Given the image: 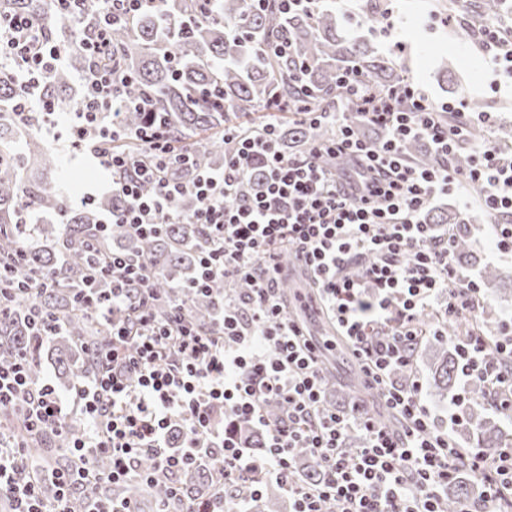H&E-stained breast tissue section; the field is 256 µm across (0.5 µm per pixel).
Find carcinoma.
I'll return each mask as SVG.
<instances>
[{
    "label": "carcinoma",
    "mask_w": 512,
    "mask_h": 512,
    "mask_svg": "<svg viewBox=\"0 0 512 512\" xmlns=\"http://www.w3.org/2000/svg\"><path fill=\"white\" fill-rule=\"evenodd\" d=\"M53 0H0V13H21L43 19L48 36L59 35ZM169 20L187 24L184 35L164 39L157 14L142 12L112 28V68L131 77L130 94L146 100L165 118L175 148L188 152L196 169L213 168L224 162V127L239 124L245 114H253L251 127L259 130L268 120V107L279 112H317L329 106L336 96L344 102L348 118L362 111V104L341 94V72L355 73L366 90L383 98L406 81V68L398 57L385 54L371 41L339 33L336 8L324 2L315 13L285 14L278 0H169L163 5ZM292 44L291 56H279L273 48L279 42ZM69 50L79 67L65 65L45 83V94L59 104L72 98L73 70L83 71L88 57L80 40L70 35ZM16 87L0 83V286L14 288L31 274L47 275L57 285L36 298L51 328L37 333L23 321L21 310L0 318V347L23 346L30 357V374L38 380L44 348L56 355L59 379L75 382L96 370L93 350L105 327L96 320L84 302L91 268L89 246L109 251L112 247L147 262L154 275L160 300L154 311L164 317L170 301L194 279L196 260L204 250V237L194 224H170L151 239L131 237L117 228L106 238L99 236L98 211L112 212L121 201L105 198L95 205L73 208L69 199L52 186L56 168L54 153L36 137L32 122L13 114L11 103ZM336 136L329 123L311 126L295 119L280 130L283 153H297L315 143H326ZM108 148L141 158L143 144L136 139H118ZM406 158L413 164L429 166L435 156L425 142L404 145ZM33 209L69 215L60 230L50 225L33 229L23 224V215ZM492 220L485 212L429 214L431 224L454 225V257L471 256L470 225ZM210 297L190 299L188 314L199 325L209 324L215 314V298L224 294V283L212 284ZM488 316L472 322L465 314L445 320L438 348L430 364L432 386L443 396L454 390L462 362L456 345L477 330L486 331ZM361 398L376 411L383 425L400 423L380 407L375 393L352 385L348 398ZM456 418L476 435V445L487 454L498 451L497 427L475 407L469 406ZM83 422H67L68 436H54L50 442L64 448L80 435ZM224 469V457L215 452L201 464L184 469L180 476L185 498L197 506L204 493L211 492L213 475ZM475 496L474 486L464 477L448 482L445 512H456L460 504Z\"/></svg>",
    "instance_id": "cac0c4a2"
}]
</instances>
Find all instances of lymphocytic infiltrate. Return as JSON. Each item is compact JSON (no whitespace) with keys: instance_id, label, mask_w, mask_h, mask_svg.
I'll list each match as a JSON object with an SVG mask.
<instances>
[{"instance_id":"lymphocytic-infiltrate-1","label":"lymphocytic infiltrate","mask_w":512,"mask_h":512,"mask_svg":"<svg viewBox=\"0 0 512 512\" xmlns=\"http://www.w3.org/2000/svg\"><path fill=\"white\" fill-rule=\"evenodd\" d=\"M93 2L100 24L83 40L92 65L82 76L85 91L70 130L73 147L111 172L112 195L122 202L100 220L99 231L119 225L148 237L170 224H196L207 250L197 278L184 286L182 301L164 320L154 314L152 276L141 261L118 252L97 255V270L109 287L92 289L90 302L109 332L98 351L97 374L75 387L85 423L69 446L77 466L48 472L57 495L47 500L40 491L43 476L23 467L24 445L1 447L0 498L9 501L10 512H70L75 486L132 480L148 487L168 483L171 496L155 503L154 512H196L174 508L182 497L179 476L184 465L217 449L224 471L207 512H242L259 492L250 483L256 476L287 491L291 512H323L326 502L332 512H442L448 483L461 466L480 476L484 504L494 507L511 495L512 450L458 456L447 430L422 403L415 376L422 313L441 296L446 315L473 316L480 296L479 285L453 267L452 231L441 233L424 222L429 204L479 189L482 205L501 217L492 227L496 248L512 256V163L502 162L493 140L485 138L476 143L468 169L451 164L462 138L490 126V113L469 111L462 100L433 105L410 83L376 99L346 72L341 85L364 102L359 120L379 128V139L358 138L339 112H307L304 120L334 123L336 136L286 160L277 147L276 123L260 133L228 126L224 140L231 149L223 166L181 180L171 171L190 157L172 148L164 123L137 130L146 159L106 148L123 133L122 115L130 106L123 95L126 78L99 64L110 49V28L158 8L161 0ZM508 25L504 18L486 22L479 35L489 62L511 78ZM65 61L64 48L47 38L41 22L0 15V81L20 89L18 115L37 113L52 123L55 105L42 84ZM444 113L454 115L453 126L441 123ZM408 139L428 142L436 165L411 164L401 151ZM254 162L262 168L259 189L240 196ZM147 183L152 193H144ZM188 194L197 205L186 213L177 202ZM285 250L306 268L366 385L400 415V431L386 429L357 403L324 407L322 348L287 316L279 293ZM218 278L226 289L214 323L198 328L183 301L208 292ZM239 281L246 282L244 291H237ZM459 350L464 376L512 394V375L486 358L482 337L463 339ZM396 369L405 372L404 382L391 380ZM272 404L285 409L275 421L265 414ZM2 408L21 410L29 430L63 431L65 412L53 386L30 382L22 353L0 364ZM244 426L261 437L260 454H248L241 443ZM176 430L182 433L177 445L171 440ZM303 453L319 480L308 483L296 475L294 462ZM98 456L109 460L106 472L91 470ZM145 457L152 462L147 470L140 466Z\"/></svg>"}]
</instances>
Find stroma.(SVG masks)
Masks as SVG:
<instances>
[{
  "label": "stroma",
  "mask_w": 512,
  "mask_h": 512,
  "mask_svg": "<svg viewBox=\"0 0 512 512\" xmlns=\"http://www.w3.org/2000/svg\"><path fill=\"white\" fill-rule=\"evenodd\" d=\"M390 13V32L346 24L348 33L362 35L380 50H396L407 68L409 80L433 104L449 100L479 101L482 111L491 113L493 126L485 132L493 137L501 125H512V79L495 74L487 63L477 39L467 35V20L457 14L453 0H377ZM447 63V74H439V63ZM45 144L51 145L62 163L56 186L66 196L89 195L102 198L112 193V175L96 166L92 157L70 148L66 141H53L45 128H38ZM471 247L478 263H457L459 274L481 278L484 266L502 273L495 288H482L481 308H492L497 317L492 335L512 330V258L494 255L489 227H472Z\"/></svg>",
  "instance_id": "obj_1"
}]
</instances>
